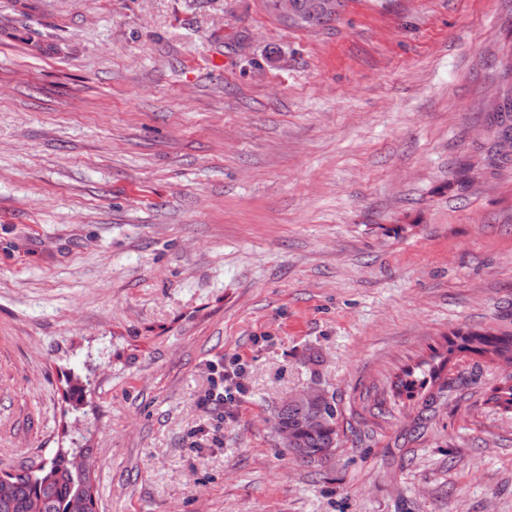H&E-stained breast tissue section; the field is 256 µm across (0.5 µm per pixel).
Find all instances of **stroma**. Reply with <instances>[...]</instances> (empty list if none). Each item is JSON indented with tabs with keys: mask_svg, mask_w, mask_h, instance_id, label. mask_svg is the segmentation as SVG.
I'll use <instances>...</instances> for the list:
<instances>
[{
	"mask_svg": "<svg viewBox=\"0 0 512 512\" xmlns=\"http://www.w3.org/2000/svg\"><path fill=\"white\" fill-rule=\"evenodd\" d=\"M511 46L512 0H347L315 29L263 0H0V476L61 449L96 512H512V371L445 342L512 331V173L452 185ZM315 382L323 468L272 424ZM239 370H228L224 368V364H214L211 367L209 388L201 397L200 404L204 407L211 404L224 405V392H226V388L237 382Z\"/></svg>",
	"mask_w": 512,
	"mask_h": 512,
	"instance_id": "stroma-1",
	"label": "stroma"
}]
</instances>
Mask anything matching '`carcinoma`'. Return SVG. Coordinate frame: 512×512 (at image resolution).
Wrapping results in <instances>:
<instances>
[{"mask_svg": "<svg viewBox=\"0 0 512 512\" xmlns=\"http://www.w3.org/2000/svg\"><path fill=\"white\" fill-rule=\"evenodd\" d=\"M295 3L303 14L300 23L303 28L321 27L335 21L345 6V0H336L337 12L313 13L310 0H295ZM511 77L512 50L502 71L506 83L503 87L504 107L489 114L490 124L496 127V136L509 139H512V89L507 83ZM483 158L493 175L503 169H512V157L498 156L491 146L483 151ZM454 336L460 339L462 349L512 368V332L498 335L468 328L456 331ZM492 402L512 409V375L497 388ZM314 416L322 419L318 427L309 425V419ZM337 422L336 397L327 391L314 402L290 401L279 407L275 414V423L288 436V443L283 448L296 460L314 467H322L334 457L340 444ZM0 512H95V502L86 471H76L68 454L57 452L35 470L0 480Z\"/></svg>", "mask_w": 512, "mask_h": 512, "instance_id": "1", "label": "carcinoma"}]
</instances>
